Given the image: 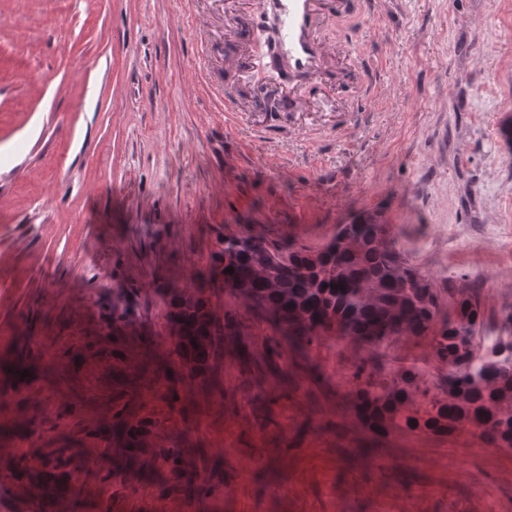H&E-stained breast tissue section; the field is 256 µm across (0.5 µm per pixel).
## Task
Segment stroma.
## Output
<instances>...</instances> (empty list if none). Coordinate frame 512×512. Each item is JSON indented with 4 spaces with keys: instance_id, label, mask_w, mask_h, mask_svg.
I'll use <instances>...</instances> for the list:
<instances>
[{
    "instance_id": "35a3bbf8",
    "label": "stroma",
    "mask_w": 512,
    "mask_h": 512,
    "mask_svg": "<svg viewBox=\"0 0 512 512\" xmlns=\"http://www.w3.org/2000/svg\"><path fill=\"white\" fill-rule=\"evenodd\" d=\"M258 23L243 0H0V512L59 484L64 512H512V449L382 435L351 407L373 356L445 398L430 338L297 349L243 308L190 381L161 299L225 232L315 250L371 214L441 313L475 296L480 335H504L512 0H352L329 23L351 59L305 112L258 75ZM120 408L153 423L133 458Z\"/></svg>"
}]
</instances>
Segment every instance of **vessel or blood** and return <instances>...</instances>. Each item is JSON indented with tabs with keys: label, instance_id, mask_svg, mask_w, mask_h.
<instances>
[{
	"label": "vessel or blood",
	"instance_id": "obj_1",
	"mask_svg": "<svg viewBox=\"0 0 512 512\" xmlns=\"http://www.w3.org/2000/svg\"><path fill=\"white\" fill-rule=\"evenodd\" d=\"M319 0H257L256 7L275 21L271 36L273 53L296 82L288 92L295 111L307 106L308 84L325 80V58L330 49L324 32L326 14L320 13Z\"/></svg>",
	"mask_w": 512,
	"mask_h": 512
}]
</instances>
